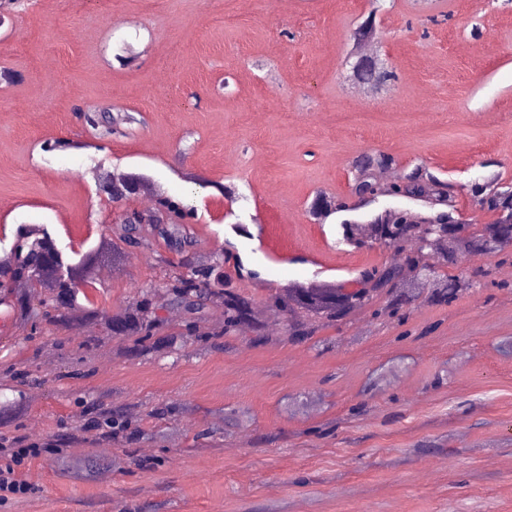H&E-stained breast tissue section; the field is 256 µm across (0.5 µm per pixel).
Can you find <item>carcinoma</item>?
<instances>
[{"instance_id": "cac0c4a2", "label": "carcinoma", "mask_w": 512, "mask_h": 512, "mask_svg": "<svg viewBox=\"0 0 512 512\" xmlns=\"http://www.w3.org/2000/svg\"><path fill=\"white\" fill-rule=\"evenodd\" d=\"M395 79L393 71L376 63L361 64L357 81L370 83L383 89ZM395 164L392 155L385 152H366L355 160L356 178L352 186L363 181L375 182L376 172ZM471 194L479 198L483 208L495 215L491 224L459 237L454 231H445L442 238L443 255L432 262L429 253L417 247L425 233L424 224L430 219L454 223L452 213L429 214L410 209L384 210L374 215L369 224L368 238L398 251L412 249L404 264H385L367 273L370 282L362 299L340 308L325 305L322 300L305 295L307 286L290 283L271 294L267 303L288 313V335L295 339H308L320 328L332 325L348 317L355 310L373 302L396 288H413L420 280H431L443 288L440 298L448 301V270L458 266L461 252L483 247L487 233L502 237L496 250L512 247V184L486 180L471 186ZM394 196L420 202L433 207L451 205L452 185L439 180L427 167L416 166L404 177L402 186L394 190ZM155 211L169 216L167 224L150 225V235L163 240L180 259L168 277L159 285L169 305L180 309L185 316L187 332L196 330L206 319L210 308L220 307L224 312L221 336H228L241 324L248 322L260 326L256 303L229 286L226 276L215 278L212 267L196 258L197 240L188 228L194 210L182 200L159 194L155 199ZM23 237V244L15 249L10 258L0 263V316L5 320H19L35 331L44 326L65 325L76 327L84 321L102 319L114 336H130L145 348H151L156 336L164 327V320L157 314L153 302L154 292L148 291L124 308L110 315L103 314L91 296L95 281L92 271L100 262L124 257L127 247L147 243L144 225L133 216L117 225L116 241L112 247L101 245L80 254L78 261L64 253L48 231L43 228L20 226L15 237Z\"/></svg>"}]
</instances>
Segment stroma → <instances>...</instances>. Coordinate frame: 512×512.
Masks as SVG:
<instances>
[{
    "label": "stroma",
    "mask_w": 512,
    "mask_h": 512,
    "mask_svg": "<svg viewBox=\"0 0 512 512\" xmlns=\"http://www.w3.org/2000/svg\"><path fill=\"white\" fill-rule=\"evenodd\" d=\"M369 0H29L0 25V256L22 225L64 251L114 237L100 173L147 176L192 205L197 255L264 305L295 281L394 262L346 243L351 163L391 154L455 187L512 183V0H385L376 51L396 74L364 97L346 59ZM134 116L101 141L76 108ZM177 256L150 240L97 277L109 313ZM257 279H250L249 271ZM393 309L384 295L304 341L280 321L215 338L162 308L172 342L141 353L102 322L34 336L0 322V445L27 448L0 512H512V257L457 268ZM95 338L93 348L83 342ZM121 412L129 425L113 424Z\"/></svg>",
    "instance_id": "35a3bbf8"
}]
</instances>
